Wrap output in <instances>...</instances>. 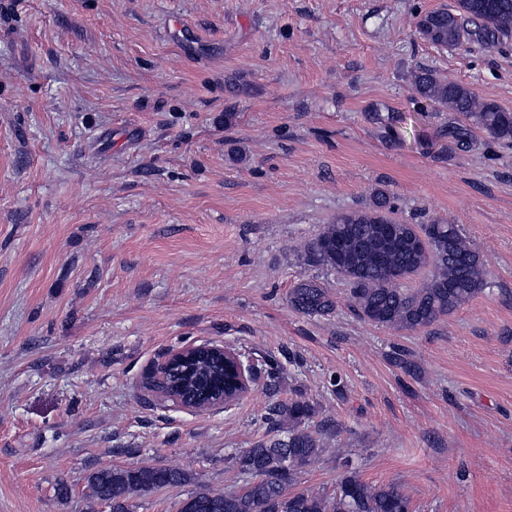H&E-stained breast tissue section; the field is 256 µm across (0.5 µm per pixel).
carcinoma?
<instances>
[{"instance_id": "cac0c4a2", "label": "carcinoma", "mask_w": 512, "mask_h": 512, "mask_svg": "<svg viewBox=\"0 0 512 512\" xmlns=\"http://www.w3.org/2000/svg\"><path fill=\"white\" fill-rule=\"evenodd\" d=\"M416 30L440 47L478 42L493 47L512 38V0H456L454 8L417 16ZM413 91L442 109L462 115L465 124L448 136L460 143L477 129L494 139L512 142V112L474 90L422 67L412 74ZM303 260L329 268L348 285V298L358 315L394 329L418 330L448 316L487 285L480 254L455 224L440 219L410 224L395 216L385 187L374 189L371 203L345 211L323 225L307 245ZM431 266L434 272L418 288L404 281ZM292 308L309 316L336 307L333 295L315 280L300 282L289 294ZM223 373L220 360L200 351L190 372L170 370L167 387L175 394L200 391ZM288 421V438L272 439L242 451L237 469L250 476L232 492L200 490L182 502L180 512H411L409 497L395 484L374 488L345 467L336 494L292 491L298 474L325 452L320 439L305 428L313 414L306 401L274 409ZM190 480L185 471L155 466L103 467L88 476L91 496L111 512H133L130 499Z\"/></svg>"}]
</instances>
